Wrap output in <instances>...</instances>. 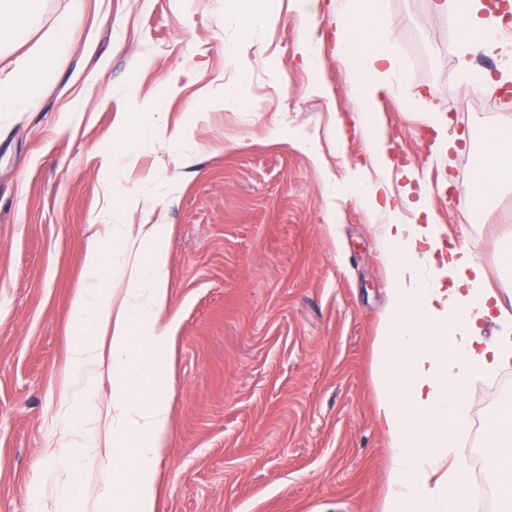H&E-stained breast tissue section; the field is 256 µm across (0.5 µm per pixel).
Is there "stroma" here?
Segmentation results:
<instances>
[{"instance_id":"obj_1","label":"stroma","mask_w":512,"mask_h":512,"mask_svg":"<svg viewBox=\"0 0 512 512\" xmlns=\"http://www.w3.org/2000/svg\"><path fill=\"white\" fill-rule=\"evenodd\" d=\"M245 2L86 0L33 107L0 113V512H31L72 465L56 451L84 334L72 304L89 244L121 281L118 226L166 227L176 328L157 512H378L379 225L438 224L491 288L512 282V186L478 212L464 190L487 131L512 132V59L476 51L462 70L452 16L384 0L405 63L372 106L385 173L336 57L344 0H318L310 28L294 0H271L256 34ZM406 168L427 213L377 211L372 187L385 176L401 194ZM466 397L468 465L490 428L512 431V370L470 378Z\"/></svg>"}]
</instances>
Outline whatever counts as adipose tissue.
<instances>
[{"label": "adipose tissue", "instance_id": "obj_1", "mask_svg": "<svg viewBox=\"0 0 512 512\" xmlns=\"http://www.w3.org/2000/svg\"><path fill=\"white\" fill-rule=\"evenodd\" d=\"M37 0H0V32L24 44ZM454 9L462 51L497 46L498 21L483 16L482 0ZM85 11V0H69V19L27 52L0 64V112H23L57 59L70 48V30ZM336 54L349 74L350 95L371 104L399 59L383 46L391 24L379 0H346L335 15ZM512 181V141L491 132L479 158V197ZM383 241L391 254L387 306L375 341V415L390 456L380 512H468L463 467L453 457L466 422L464 383L473 375L512 368V311L489 287L481 265L454 251L442 267L432 255L442 243L436 225L386 224ZM126 278L109 288L112 271L96 246L86 254L88 284L73 304L74 317L96 331L71 352L79 388L78 405L90 403L101 368H109L118 395L111 410L97 414L96 426L71 416L63 449L74 461L94 455L112 480L88 490L66 474L52 500L32 502L33 512H156L159 488L154 463L170 441L171 406L164 396L159 362L169 350L176 319L170 312L165 227L126 228ZM452 284H445V277ZM496 318L500 330L485 338L480 326ZM134 368L129 381L124 368ZM487 476L512 499V438L490 430L484 448Z\"/></svg>", "mask_w": 512, "mask_h": 512}]
</instances>
